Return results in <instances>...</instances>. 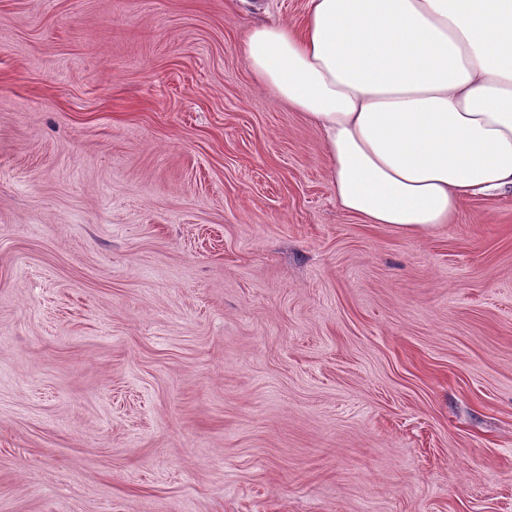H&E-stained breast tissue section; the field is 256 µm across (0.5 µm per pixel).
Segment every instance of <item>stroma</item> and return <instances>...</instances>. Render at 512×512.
<instances>
[{
  "instance_id": "1",
  "label": "stroma",
  "mask_w": 512,
  "mask_h": 512,
  "mask_svg": "<svg viewBox=\"0 0 512 512\" xmlns=\"http://www.w3.org/2000/svg\"><path fill=\"white\" fill-rule=\"evenodd\" d=\"M307 7L0 0V512H512V192L344 212Z\"/></svg>"
}]
</instances>
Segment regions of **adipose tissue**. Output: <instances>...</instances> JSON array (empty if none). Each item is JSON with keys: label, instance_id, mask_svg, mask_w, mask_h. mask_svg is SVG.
Here are the masks:
<instances>
[{"label": "adipose tissue", "instance_id": "obj_1", "mask_svg": "<svg viewBox=\"0 0 512 512\" xmlns=\"http://www.w3.org/2000/svg\"><path fill=\"white\" fill-rule=\"evenodd\" d=\"M245 52L320 129L330 188L366 223L421 234L512 191V0H309Z\"/></svg>", "mask_w": 512, "mask_h": 512}]
</instances>
